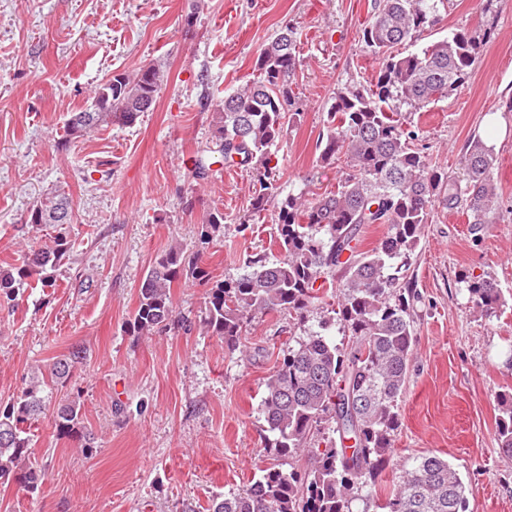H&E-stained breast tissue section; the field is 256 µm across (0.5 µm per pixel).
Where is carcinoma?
I'll return each instance as SVG.
<instances>
[{
    "mask_svg": "<svg viewBox=\"0 0 512 512\" xmlns=\"http://www.w3.org/2000/svg\"><path fill=\"white\" fill-rule=\"evenodd\" d=\"M502 0H483L487 20L474 30L459 29L414 52L409 44L436 23L449 0H373L370 20L358 42L378 60L371 79L337 85L326 112L325 134L317 143L316 163L342 160L336 191L306 198L283 194L275 183L278 145L286 128L297 122L293 77L299 51L296 28L288 26L265 44L254 62L256 78L215 102L204 96L210 112L211 140L195 161L193 178L214 181L220 163L252 166L259 189L252 212L273 206L280 257L257 253L244 272L212 280L199 255L186 256L179 243L155 260L138 290V305L128 323L142 335L166 326L174 317L171 288L181 278L207 286L203 325L208 333L235 348L248 323L258 315L283 313L306 322L315 305L327 316L287 348L265 381L262 411L273 433L266 453L273 463L233 496L215 500L211 512H469L466 486L448 460L428 454L401 470L399 481L380 494L378 478L394 464L400 402L405 391L415 342L410 301L415 293L406 272L435 206L464 208L478 234L495 223L501 207L494 147L470 138L460 157V174L432 164L416 147L420 130L397 119L402 111L418 112L462 87L484 48L494 38ZM168 81L155 65L130 75L115 72L95 89L87 107L65 125L70 139L90 134L103 124L130 125L151 108ZM31 226L70 224L67 197L51 192L29 209ZM224 224V213L210 211L199 241L211 242ZM367 224L386 227L379 243L359 248ZM63 236L30 249L22 264L0 269V300L15 306L21 290L38 277L52 286L51 270L66 252ZM467 291L474 305L490 316L504 306L496 281L476 277ZM338 326L347 341L336 343ZM86 357L81 346L57 359L47 374L32 375L20 394L0 404V484L18 483L36 492L47 477L45 466L31 460L32 425L52 411L56 436L89 452L93 437L83 425L80 395L62 389L76 364ZM62 394L58 400L54 395ZM496 441L512 456V391L497 396ZM332 431L354 444L342 448L326 435ZM303 457L306 468L293 469ZM288 459L292 470L282 469Z\"/></svg>",
    "mask_w": 512,
    "mask_h": 512,
    "instance_id": "cac0c4a2",
    "label": "carcinoma"
}]
</instances>
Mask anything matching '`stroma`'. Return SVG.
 Instances as JSON below:
<instances>
[{"mask_svg":"<svg viewBox=\"0 0 512 512\" xmlns=\"http://www.w3.org/2000/svg\"><path fill=\"white\" fill-rule=\"evenodd\" d=\"M373 0H0V266L28 246L65 235L70 249L54 287L33 282L15 307L0 304V403L25 377L83 346L71 389L94 437L86 454L43 420L30 445L48 478L36 493L0 487V512H209L262 468L270 433L264 383L289 342L292 318L253 319L238 349L200 323L205 286L172 288L175 320L143 336L126 324L154 258L180 243L200 252L214 278L237 277L256 253L279 257L273 211L251 218V167L224 169L212 183L191 170L210 140L200 94L219 100L253 80L254 60L285 26L299 31L295 74L300 119L279 143L278 184L316 196L335 190L339 165L315 162L316 142L338 83L370 79L377 63L357 41ZM482 0H451L420 44L482 22ZM469 80L421 112L418 148L457 171L478 135L495 148L502 203L496 223L473 235L465 210L435 208L407 273L415 345L395 441L399 463L436 454L468 488L472 512H512V457L495 440L496 397L512 385V0ZM154 64L169 79L150 111L64 142L71 113L115 72ZM66 195L73 223L26 226L29 207ZM224 224L199 241L212 210ZM496 280L507 304L480 314L466 278Z\"/></svg>","mask_w":512,"mask_h":512,"instance_id":"stroma-1","label":"stroma"}]
</instances>
